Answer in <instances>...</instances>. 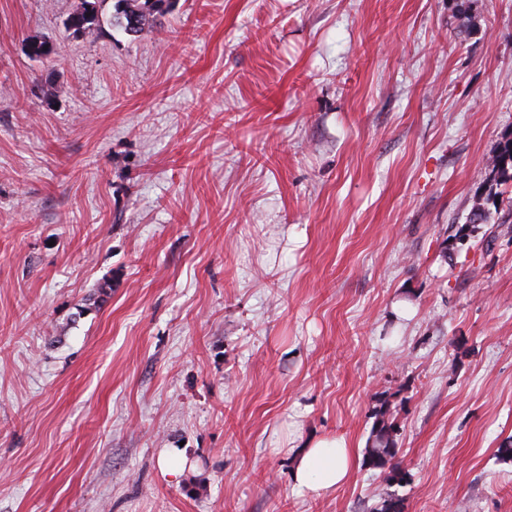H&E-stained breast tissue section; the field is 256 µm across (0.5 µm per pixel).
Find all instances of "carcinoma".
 <instances>
[{"instance_id":"obj_1","label":"carcinoma","mask_w":512,"mask_h":512,"mask_svg":"<svg viewBox=\"0 0 512 512\" xmlns=\"http://www.w3.org/2000/svg\"><path fill=\"white\" fill-rule=\"evenodd\" d=\"M175 0H82L78 10L67 17L66 30L77 37L89 38L96 34L103 21L122 30L129 36H138L144 30L162 24V18L171 13ZM512 138L505 139L492 159V170L500 178L512 179ZM397 426L389 411L381 407L363 452L364 465L380 471L385 482L400 485L407 481L408 473L395 461L398 453Z\"/></svg>"}]
</instances>
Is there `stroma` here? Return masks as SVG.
<instances>
[{"label":"stroma","mask_w":512,"mask_h":512,"mask_svg":"<svg viewBox=\"0 0 512 512\" xmlns=\"http://www.w3.org/2000/svg\"><path fill=\"white\" fill-rule=\"evenodd\" d=\"M79 3L0 0V512H512V0ZM108 2H112L109 12ZM175 2L176 0H82L80 8L67 17L64 25L72 35L89 38L100 29L105 18L111 26L135 37L146 28L161 25L162 18L172 12ZM397 426L389 411L381 406L363 452L364 465L380 471L389 485H401L408 479V473L395 462L397 456ZM354 466V454L344 440L323 438L302 448L293 479L300 491L320 496L344 484Z\"/></svg>","instance_id":"obj_1"}]
</instances>
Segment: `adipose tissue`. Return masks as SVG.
Here are the masks:
<instances>
[{
  "label": "adipose tissue",
  "instance_id": "obj_1",
  "mask_svg": "<svg viewBox=\"0 0 512 512\" xmlns=\"http://www.w3.org/2000/svg\"><path fill=\"white\" fill-rule=\"evenodd\" d=\"M354 466V454L344 440L323 438L301 450L293 479L299 490L318 496L344 484Z\"/></svg>",
  "mask_w": 512,
  "mask_h": 512
}]
</instances>
